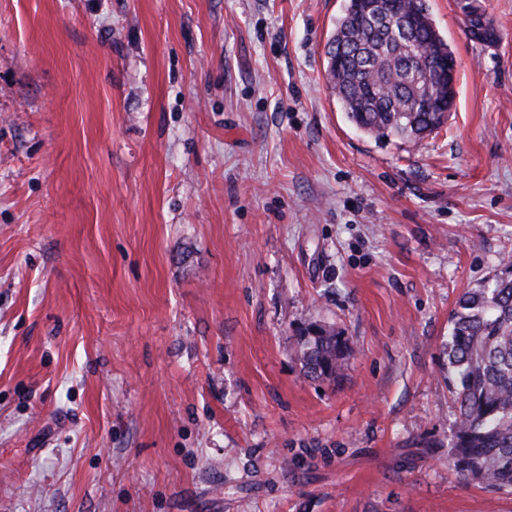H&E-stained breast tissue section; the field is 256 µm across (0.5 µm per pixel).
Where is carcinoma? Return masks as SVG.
Instances as JSON below:
<instances>
[{
  "label": "carcinoma",
  "instance_id": "carcinoma-1",
  "mask_svg": "<svg viewBox=\"0 0 512 512\" xmlns=\"http://www.w3.org/2000/svg\"><path fill=\"white\" fill-rule=\"evenodd\" d=\"M384 18L354 11L338 21L329 45L336 66L327 68L330 88L348 120L378 141L417 143L440 129L453 110L436 72L451 50L437 33L426 0L381 4ZM396 11L419 17L410 32L412 56L400 51ZM448 101V111L436 107ZM306 377L334 381L351 354L349 339L330 325L310 323L297 343ZM458 412L451 427L449 463L466 480L512 491V255L498 272L465 292L451 316L445 345Z\"/></svg>",
  "mask_w": 512,
  "mask_h": 512
}]
</instances>
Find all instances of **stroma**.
I'll use <instances>...</instances> for the list:
<instances>
[{
  "label": "stroma",
  "instance_id": "35a3bbf8",
  "mask_svg": "<svg viewBox=\"0 0 512 512\" xmlns=\"http://www.w3.org/2000/svg\"><path fill=\"white\" fill-rule=\"evenodd\" d=\"M427 0L455 108L375 140L344 0H0V512H512L444 344L512 253V0ZM354 349L307 378L301 328Z\"/></svg>",
  "mask_w": 512,
  "mask_h": 512
}]
</instances>
